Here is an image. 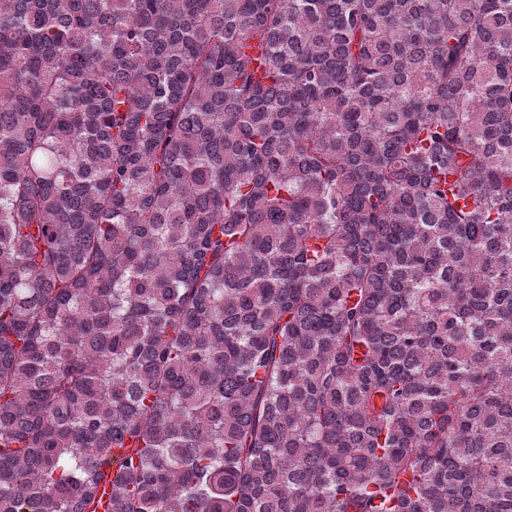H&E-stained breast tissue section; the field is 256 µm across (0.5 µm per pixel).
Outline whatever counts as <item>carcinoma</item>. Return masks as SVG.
<instances>
[{
    "instance_id": "1",
    "label": "carcinoma",
    "mask_w": 512,
    "mask_h": 512,
    "mask_svg": "<svg viewBox=\"0 0 512 512\" xmlns=\"http://www.w3.org/2000/svg\"><path fill=\"white\" fill-rule=\"evenodd\" d=\"M107 477L512 512V0H0V512Z\"/></svg>"
}]
</instances>
